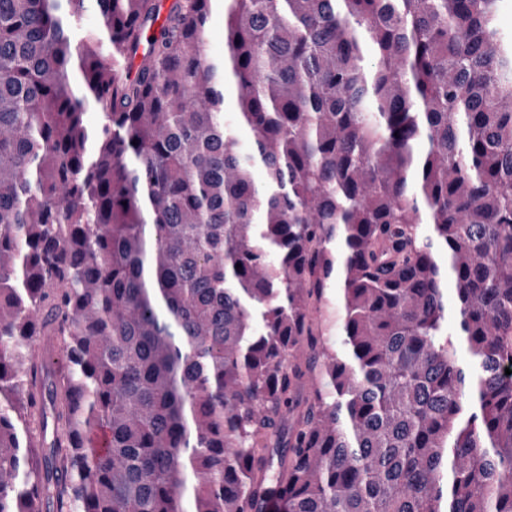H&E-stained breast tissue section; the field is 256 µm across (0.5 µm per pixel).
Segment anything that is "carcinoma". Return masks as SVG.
<instances>
[{"label":"carcinoma","mask_w":512,"mask_h":512,"mask_svg":"<svg viewBox=\"0 0 512 512\" xmlns=\"http://www.w3.org/2000/svg\"><path fill=\"white\" fill-rule=\"evenodd\" d=\"M85 2L0 0V512H512L501 0ZM209 50L214 55L224 54V13L217 4L208 26Z\"/></svg>","instance_id":"obj_1"}]
</instances>
